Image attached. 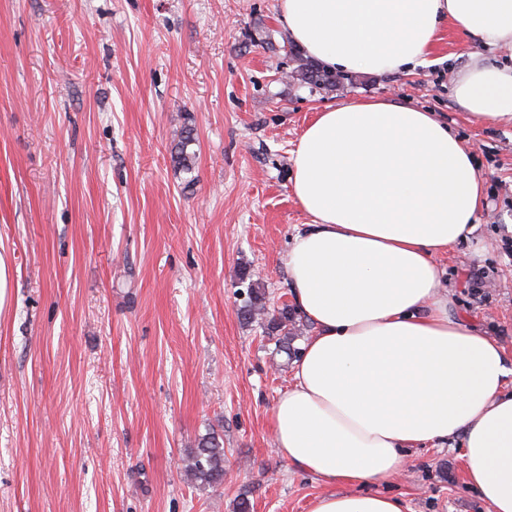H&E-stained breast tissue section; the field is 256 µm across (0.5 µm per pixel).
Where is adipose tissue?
<instances>
[{
  "instance_id": "1",
  "label": "adipose tissue",
  "mask_w": 512,
  "mask_h": 512,
  "mask_svg": "<svg viewBox=\"0 0 512 512\" xmlns=\"http://www.w3.org/2000/svg\"><path fill=\"white\" fill-rule=\"evenodd\" d=\"M292 43L322 67L394 74L426 61L445 23L512 47V0H279ZM468 117L512 124V69L455 81ZM292 193L310 218L282 261L315 334L272 408L277 453L328 484L309 512H404L353 493L394 480L411 448L459 438L489 512H512V356L455 314L437 262L476 229L483 181L435 113L359 99L304 128Z\"/></svg>"
}]
</instances>
